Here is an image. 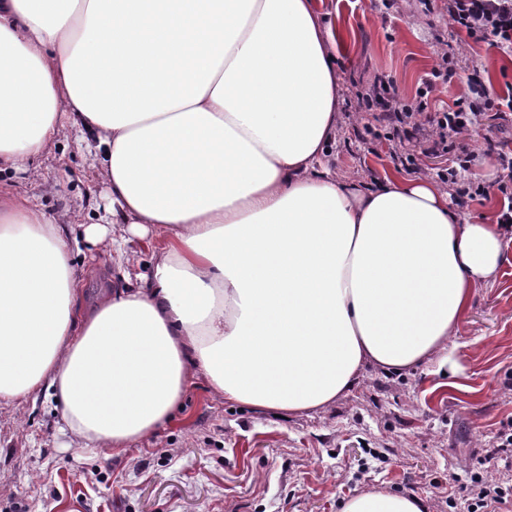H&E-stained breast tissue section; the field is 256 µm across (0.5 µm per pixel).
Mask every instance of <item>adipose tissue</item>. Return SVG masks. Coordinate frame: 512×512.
Wrapping results in <instances>:
<instances>
[{"label": "adipose tissue", "instance_id": "ef3b65f1", "mask_svg": "<svg viewBox=\"0 0 512 512\" xmlns=\"http://www.w3.org/2000/svg\"><path fill=\"white\" fill-rule=\"evenodd\" d=\"M336 36L314 0H0V165L36 172L62 128L94 152L123 287L77 318L80 239L0 187V404L52 396L59 430L121 455L195 376L225 401L326 407L373 363L446 351L504 228L429 180L368 189L325 165ZM155 234L149 262L125 234ZM370 490L342 512H425Z\"/></svg>", "mask_w": 512, "mask_h": 512}]
</instances>
